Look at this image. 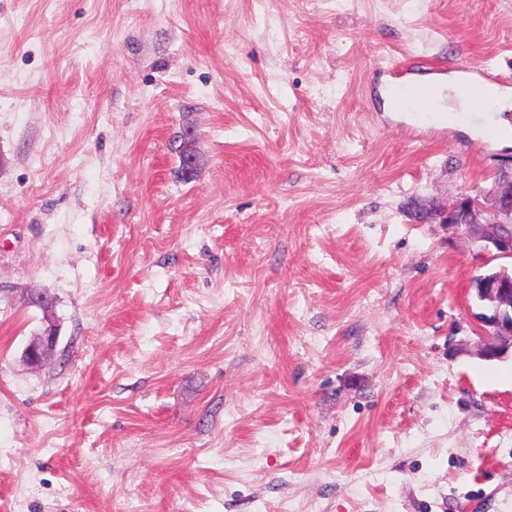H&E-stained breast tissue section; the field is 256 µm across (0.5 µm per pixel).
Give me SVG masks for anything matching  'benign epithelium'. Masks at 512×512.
<instances>
[{"label": "benign epithelium", "instance_id": "1", "mask_svg": "<svg viewBox=\"0 0 512 512\" xmlns=\"http://www.w3.org/2000/svg\"><path fill=\"white\" fill-rule=\"evenodd\" d=\"M194 133L186 130L179 140L182 171L193 174L197 155L193 148ZM496 208L492 216L485 217L483 203L477 196L463 195L444 211H436L432 219L446 224L452 233L474 245L488 261L512 259V174L493 175ZM476 288L475 300L479 312L474 314L472 345L484 360L504 359L512 356V279L495 273L489 267L472 277ZM59 341V331L48 321L41 333L33 337L23 352L25 362L38 369L49 363Z\"/></svg>", "mask_w": 512, "mask_h": 512}]
</instances>
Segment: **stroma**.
Returning <instances> with one entry per match:
<instances>
[{"instance_id":"35a3bbf8","label":"stroma","mask_w":512,"mask_h":512,"mask_svg":"<svg viewBox=\"0 0 512 512\" xmlns=\"http://www.w3.org/2000/svg\"><path fill=\"white\" fill-rule=\"evenodd\" d=\"M419 55L512 94V0H0V512H512V358L416 216L512 140L383 111ZM194 133L191 130H186L182 133L178 140H181L179 147L180 160L182 164V171L186 175L193 174L197 165V155L193 148ZM38 336H34L23 352L25 362L32 368L38 369L49 363L54 356L59 341V331L50 319Z\"/></svg>"}]
</instances>
